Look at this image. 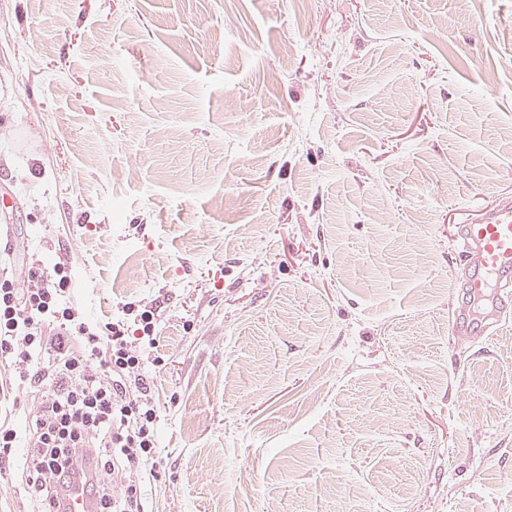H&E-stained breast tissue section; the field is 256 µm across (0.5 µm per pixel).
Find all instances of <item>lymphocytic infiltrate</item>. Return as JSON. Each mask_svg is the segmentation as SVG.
Returning <instances> with one entry per match:
<instances>
[{"label": "lymphocytic infiltrate", "mask_w": 512, "mask_h": 512, "mask_svg": "<svg viewBox=\"0 0 512 512\" xmlns=\"http://www.w3.org/2000/svg\"><path fill=\"white\" fill-rule=\"evenodd\" d=\"M27 277L0 274V363L12 366L37 405L28 431L0 426V472L21 470L31 512H65L64 491L81 483L98 512H146L155 470L156 413L140 368L156 342L159 309L132 322L85 319L71 299L67 262L25 261ZM27 451L16 455L19 444ZM128 475L113 489L116 471Z\"/></svg>", "instance_id": "lymphocytic-infiltrate-1"}]
</instances>
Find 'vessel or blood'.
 <instances>
[{
    "instance_id": "1",
    "label": "vessel or blood",
    "mask_w": 512,
    "mask_h": 512,
    "mask_svg": "<svg viewBox=\"0 0 512 512\" xmlns=\"http://www.w3.org/2000/svg\"><path fill=\"white\" fill-rule=\"evenodd\" d=\"M459 263L457 288L470 299L450 320L454 336L475 339L492 336L512 304V200L503 199L473 223L456 232Z\"/></svg>"
}]
</instances>
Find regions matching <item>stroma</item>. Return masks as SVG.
I'll list each match as a JSON object with an SVG mask.
<instances>
[{
  "label": "stroma",
  "instance_id": "stroma-1",
  "mask_svg": "<svg viewBox=\"0 0 512 512\" xmlns=\"http://www.w3.org/2000/svg\"><path fill=\"white\" fill-rule=\"evenodd\" d=\"M0 266L161 305L149 512H512V0H0ZM459 263L455 288L477 307L457 308L449 320L452 336H493L512 303V200L503 199L456 232Z\"/></svg>",
  "mask_w": 512,
  "mask_h": 512
}]
</instances>
